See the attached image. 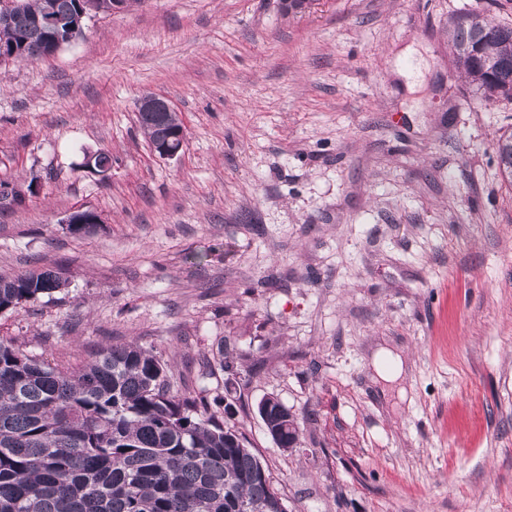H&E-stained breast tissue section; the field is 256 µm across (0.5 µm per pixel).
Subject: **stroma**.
Returning a JSON list of instances; mask_svg holds the SVG:
<instances>
[{"label": "stroma", "instance_id": "35a3bbf8", "mask_svg": "<svg viewBox=\"0 0 512 512\" xmlns=\"http://www.w3.org/2000/svg\"><path fill=\"white\" fill-rule=\"evenodd\" d=\"M461 12L512 25V0H142L0 65V181L26 192L0 209V275L64 281L0 314V338L65 366L152 350L172 393L233 405L288 512H512V183L493 146L512 101L469 92ZM147 94L181 120L176 158L139 128ZM80 209L102 222L79 236ZM219 349L234 375L209 371ZM268 396L297 448L268 435ZM373 365L377 374L385 380H393L403 372L401 358L387 349H381L375 354ZM258 413L272 440L285 450L293 449L298 441L297 423L288 409L274 397L263 399L259 403ZM288 418V421H287Z\"/></svg>", "mask_w": 512, "mask_h": 512}]
</instances>
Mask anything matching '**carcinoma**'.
Here are the masks:
<instances>
[{
  "instance_id": "obj_1",
  "label": "carcinoma",
  "mask_w": 512,
  "mask_h": 512,
  "mask_svg": "<svg viewBox=\"0 0 512 512\" xmlns=\"http://www.w3.org/2000/svg\"><path fill=\"white\" fill-rule=\"evenodd\" d=\"M89 0H18L0 47L16 60L45 56L55 38L35 20L67 22ZM448 43L471 92L512 100V26L480 14L450 19ZM150 144L181 126L175 114L139 113ZM512 179V132L494 142ZM0 202H24L0 182ZM63 286L51 269L0 276V312ZM168 365L137 344L110 346L70 370L0 339V512H287L270 471L204 397L170 392ZM258 413L272 440L296 446L295 419L276 398Z\"/></svg>"
}]
</instances>
